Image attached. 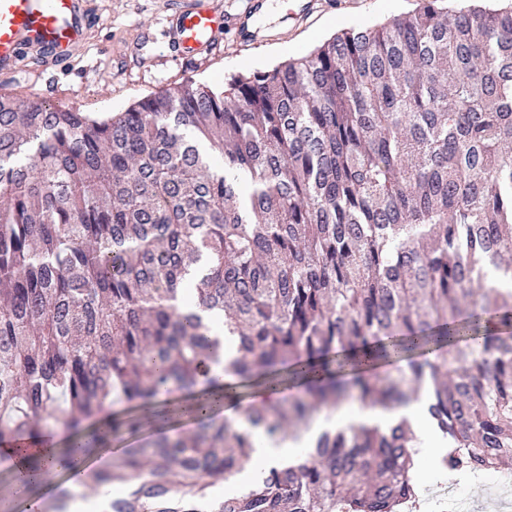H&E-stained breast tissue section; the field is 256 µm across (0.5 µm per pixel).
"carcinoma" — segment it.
<instances>
[{
  "instance_id": "obj_1",
  "label": "carcinoma",
  "mask_w": 512,
  "mask_h": 512,
  "mask_svg": "<svg viewBox=\"0 0 512 512\" xmlns=\"http://www.w3.org/2000/svg\"><path fill=\"white\" fill-rule=\"evenodd\" d=\"M423 0L312 51L102 118L0 95V443L214 384L300 396L213 417L226 387L86 485L109 512H403L414 433L325 430L218 494L259 434L427 390L440 464L512 463V7ZM219 315L236 355H221ZM440 351L433 360L426 358Z\"/></svg>"
}]
</instances>
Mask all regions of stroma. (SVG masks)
I'll list each match as a JSON object with an SVG mask.
<instances>
[{"label": "stroma", "mask_w": 512, "mask_h": 512, "mask_svg": "<svg viewBox=\"0 0 512 512\" xmlns=\"http://www.w3.org/2000/svg\"><path fill=\"white\" fill-rule=\"evenodd\" d=\"M180 0H88L91 30L85 45L64 61L24 56L17 71L0 74V94L18 103L45 91L65 107L78 98L81 111L103 117L140 97L192 79L223 86L238 73L266 68L310 51L350 25H372L416 9L421 0H316L294 21L275 0H211L224 18L217 51L186 60L169 49Z\"/></svg>", "instance_id": "stroma-1"}]
</instances>
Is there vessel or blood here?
I'll return each instance as SVG.
<instances>
[{
	"label": "vessel or blood",
	"instance_id": "obj_1",
	"mask_svg": "<svg viewBox=\"0 0 512 512\" xmlns=\"http://www.w3.org/2000/svg\"><path fill=\"white\" fill-rule=\"evenodd\" d=\"M87 0H0V71L14 72L25 55L69 58L87 36ZM219 15L207 0H189L178 15L170 42L178 56L210 52Z\"/></svg>",
	"mask_w": 512,
	"mask_h": 512
}]
</instances>
